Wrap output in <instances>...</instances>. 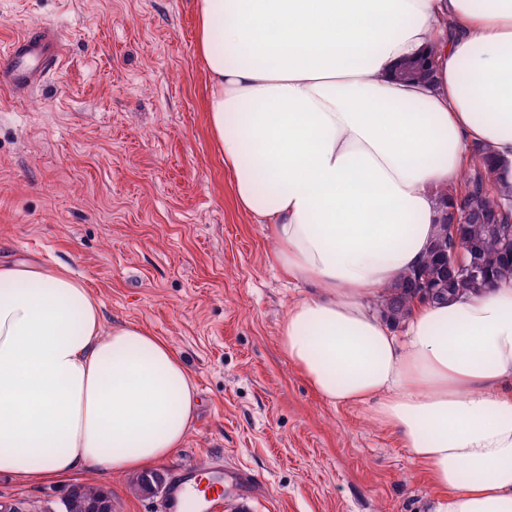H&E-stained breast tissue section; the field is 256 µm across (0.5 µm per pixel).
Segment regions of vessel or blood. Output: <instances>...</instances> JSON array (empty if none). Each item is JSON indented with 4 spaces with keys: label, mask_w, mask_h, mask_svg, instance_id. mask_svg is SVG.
<instances>
[{
    "label": "vessel or blood",
    "mask_w": 512,
    "mask_h": 512,
    "mask_svg": "<svg viewBox=\"0 0 512 512\" xmlns=\"http://www.w3.org/2000/svg\"><path fill=\"white\" fill-rule=\"evenodd\" d=\"M61 54L62 39L54 29H27L0 51V87L16 93L37 88ZM228 482L234 485L240 499L250 497L253 486L246 471L235 472L229 480L220 465L204 475L193 468L176 471L169 479L158 512H217Z\"/></svg>",
    "instance_id": "vessel-or-blood-1"
}]
</instances>
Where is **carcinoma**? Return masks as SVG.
<instances>
[{
  "mask_svg": "<svg viewBox=\"0 0 512 512\" xmlns=\"http://www.w3.org/2000/svg\"><path fill=\"white\" fill-rule=\"evenodd\" d=\"M465 191L459 200L462 209L478 208L473 222L458 228L466 244L460 266L481 268L476 277L449 282L448 238L452 236L450 221L438 225V231L423 266L401 277L385 295L381 312L394 322L408 317L413 299L421 296L437 303L464 291H480L493 286L500 278L512 276V222L493 223V207L512 201V192L493 193L491 169L477 165L464 180Z\"/></svg>",
  "mask_w": 512,
  "mask_h": 512,
  "instance_id": "cac0c4a2",
  "label": "carcinoma"
}]
</instances>
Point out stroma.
Returning <instances> with one entry per match:
<instances>
[{"label": "stroma", "instance_id": "stroma-1", "mask_svg": "<svg viewBox=\"0 0 512 512\" xmlns=\"http://www.w3.org/2000/svg\"><path fill=\"white\" fill-rule=\"evenodd\" d=\"M61 31L60 63L22 96L0 92V258L68 265L103 305L165 339L200 394L162 477L214 465L251 473L221 512H434L425 469L368 408L324 402L283 354L303 294L236 206L206 120L194 0H0V50ZM133 473L94 483L112 512H155ZM69 485L0 477V504L61 512Z\"/></svg>", "mask_w": 512, "mask_h": 512}]
</instances>
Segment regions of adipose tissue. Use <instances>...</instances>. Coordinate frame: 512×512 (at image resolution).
Here are the masks:
<instances>
[{"label": "adipose tissue", "instance_id": "adipose-tissue-1", "mask_svg": "<svg viewBox=\"0 0 512 512\" xmlns=\"http://www.w3.org/2000/svg\"><path fill=\"white\" fill-rule=\"evenodd\" d=\"M208 124L238 208L306 284L280 345L331 405L366 406L436 512H512V277L404 328L377 309L426 260L483 148L512 188V0H195ZM427 57L432 78L397 74ZM200 404L167 341L106 325L63 263L0 262V475L146 472Z\"/></svg>", "mask_w": 512, "mask_h": 512}]
</instances>
